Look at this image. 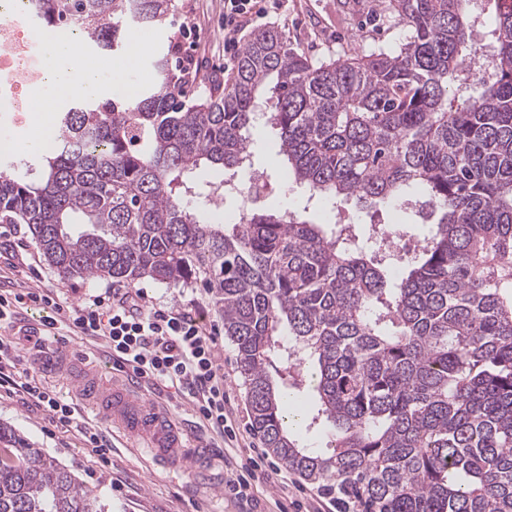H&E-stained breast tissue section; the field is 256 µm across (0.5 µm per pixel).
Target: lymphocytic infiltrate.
I'll use <instances>...</instances> for the list:
<instances>
[{
	"label": "lymphocytic infiltrate",
	"instance_id": "obj_1",
	"mask_svg": "<svg viewBox=\"0 0 512 512\" xmlns=\"http://www.w3.org/2000/svg\"><path fill=\"white\" fill-rule=\"evenodd\" d=\"M263 0H224V51L239 47L243 31L265 17ZM52 304V323L77 335L103 338L114 364L171 382L189 390L196 411L228 442L237 433L224 408V367L218 360L217 329H206L201 314L149 297L142 288H109L91 305L72 306L52 299L39 288L0 290V326L11 325L18 310L30 303ZM20 384L28 399L43 407L62 426L74 422L73 407L40 381L34 366L25 364L17 342L0 338V387Z\"/></svg>",
	"mask_w": 512,
	"mask_h": 512
}]
</instances>
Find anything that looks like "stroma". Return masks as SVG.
Wrapping results in <instances>:
<instances>
[{
    "mask_svg": "<svg viewBox=\"0 0 512 512\" xmlns=\"http://www.w3.org/2000/svg\"><path fill=\"white\" fill-rule=\"evenodd\" d=\"M385 0H288L285 8L276 10L262 26H275L285 32L289 41L315 60L332 55L353 54L370 49H395L406 32L384 15ZM193 17L197 28L192 35L196 45L194 56L199 72L193 83L185 85L189 97H197L213 84L226 81L224 70V0H176V11L160 28H141V35L150 41L154 51L177 38L184 17ZM22 237L25 247L12 251V234ZM0 276L9 278L17 288H40L46 293L78 306L107 288L108 282L98 278L63 279L41 258L27 225L0 226ZM150 297L173 304H196L206 321L223 327L224 316L202 283L189 282L169 286L149 279L142 280ZM220 359L224 364L225 388L234 409L235 424L240 436L232 448L200 420L191 395L160 383L148 384L150 394L160 399L192 435L219 450L217 470L232 473L235 460L247 457L250 451H263L264 444L250 420L246 388L239 372L236 352L228 338H221ZM42 383L77 406L76 423L62 427L50 422L48 414L32 404L23 403L18 394L0 388V424L21 435L31 447L42 449L96 490L110 512H296L294 503L303 495H311L319 512H338L335 495L324 493L317 485L306 484L304 490H282L276 468L281 462L271 457L268 470L252 487L249 499L218 492L190 495L183 482L173 480L162 468L154 465L144 453L123 447L113 436L112 428L97 423L94 414L78 406L73 390L76 376L56 379L45 375ZM97 425L112 453L109 461L86 448L77 430L81 424Z\"/></svg>",
    "mask_w": 512,
    "mask_h": 512,
    "instance_id": "1",
    "label": "stroma"
}]
</instances>
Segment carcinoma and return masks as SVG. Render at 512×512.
<instances>
[{"label": "carcinoma", "instance_id": "carcinoma-1", "mask_svg": "<svg viewBox=\"0 0 512 512\" xmlns=\"http://www.w3.org/2000/svg\"><path fill=\"white\" fill-rule=\"evenodd\" d=\"M486 72L463 73L474 0H389L398 50L314 61L275 27L247 40L233 75L188 98L161 84L55 116L56 146L0 172V224H25L58 274L200 280L224 312L251 426L339 512H512V0H496ZM55 30L80 26L105 54L129 22L159 26L174 0H28ZM275 111L259 118L263 94ZM307 200L431 208L425 246L392 272L394 224L308 221L246 205L237 175L254 132ZM229 177L213 182L206 171ZM238 201L210 221L213 195ZM280 361L288 381L269 367ZM334 429L303 446L288 423ZM0 512H108L54 458L0 425Z\"/></svg>", "mask_w": 512, "mask_h": 512}]
</instances>
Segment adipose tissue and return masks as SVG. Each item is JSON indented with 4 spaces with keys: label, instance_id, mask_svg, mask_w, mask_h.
<instances>
[{
    "label": "adipose tissue",
    "instance_id": "adipose-tissue-1",
    "mask_svg": "<svg viewBox=\"0 0 512 512\" xmlns=\"http://www.w3.org/2000/svg\"><path fill=\"white\" fill-rule=\"evenodd\" d=\"M45 46L49 60L47 75L51 92L34 90L33 108L38 119L37 125L28 136L31 148H41L45 130L42 121L46 114L59 111L60 107L75 97L99 98L101 95H115L121 88L120 80L104 81L100 73L88 67L80 53L67 42L46 37Z\"/></svg>",
    "mask_w": 512,
    "mask_h": 512
}]
</instances>
